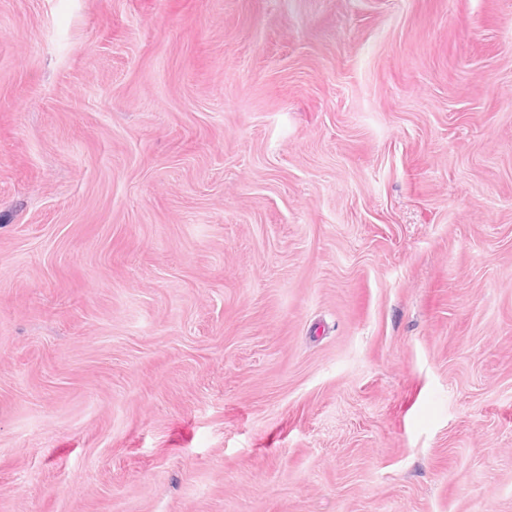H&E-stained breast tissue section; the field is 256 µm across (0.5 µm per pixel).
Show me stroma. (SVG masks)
<instances>
[{
  "label": "stroma",
  "mask_w": 512,
  "mask_h": 512,
  "mask_svg": "<svg viewBox=\"0 0 512 512\" xmlns=\"http://www.w3.org/2000/svg\"><path fill=\"white\" fill-rule=\"evenodd\" d=\"M0 512H512V0H0Z\"/></svg>",
  "instance_id": "35a3bbf8"
}]
</instances>
